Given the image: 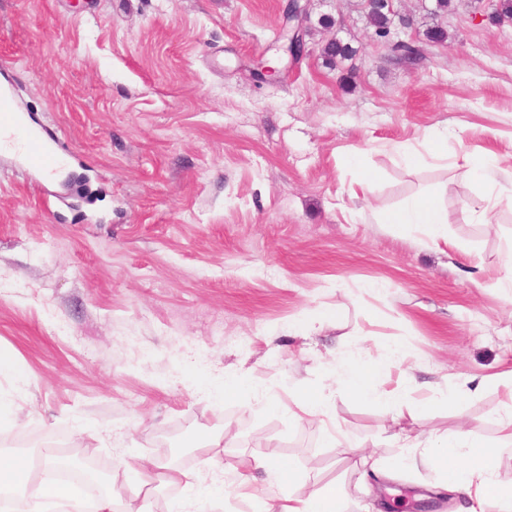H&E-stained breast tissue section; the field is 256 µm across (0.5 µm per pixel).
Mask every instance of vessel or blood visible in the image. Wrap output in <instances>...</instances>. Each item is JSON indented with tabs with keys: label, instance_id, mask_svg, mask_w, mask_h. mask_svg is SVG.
<instances>
[{
	"label": "vessel or blood",
	"instance_id": "1",
	"mask_svg": "<svg viewBox=\"0 0 512 512\" xmlns=\"http://www.w3.org/2000/svg\"><path fill=\"white\" fill-rule=\"evenodd\" d=\"M9 143L18 153L25 170L49 175L63 167L69 156L64 145L45 136L42 127L32 125L18 109L11 84H0V143Z\"/></svg>",
	"mask_w": 512,
	"mask_h": 512
}]
</instances>
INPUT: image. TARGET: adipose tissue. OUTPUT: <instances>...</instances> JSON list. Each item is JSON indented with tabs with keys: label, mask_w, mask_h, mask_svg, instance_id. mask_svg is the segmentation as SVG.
<instances>
[{
	"label": "adipose tissue",
	"mask_w": 512,
	"mask_h": 512,
	"mask_svg": "<svg viewBox=\"0 0 512 512\" xmlns=\"http://www.w3.org/2000/svg\"><path fill=\"white\" fill-rule=\"evenodd\" d=\"M376 223L400 229L406 225L419 226L434 248L447 244L445 226L448 212L439 198L431 193H420L407 199L396 209L378 208L374 211ZM407 352L394 344L378 359L357 363L345 358L336 360V381L358 400L377 406L391 426L397 427L403 453L392 460H381L361 455L362 467L381 476L410 467L415 460H422L439 476L440 485L459 492L470 501L466 512H485L489 502H496L501 512H512V489L504 488L497 480L499 456L504 448L512 446V410L501 422V443L487 445L466 430L428 440L420 434L404 429L405 418L423 414V402H408L398 390L385 387L384 371L390 361H403ZM264 470L267 483L281 488V495L272 502L259 500V512H346L344 488L329 482L320 486L301 478L288 463L261 464L260 461L242 463L237 473L242 488L256 482V470Z\"/></svg>",
	"instance_id": "adipose-tissue-1"
}]
</instances>
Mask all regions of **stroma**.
I'll return each mask as SVG.
<instances>
[{
  "label": "stroma",
  "instance_id": "obj_1",
  "mask_svg": "<svg viewBox=\"0 0 512 512\" xmlns=\"http://www.w3.org/2000/svg\"><path fill=\"white\" fill-rule=\"evenodd\" d=\"M285 0H0V81L22 111L67 144L69 166L35 181L0 152V457L45 445L103 464L124 503L175 512H254L235 488L240 461H286L310 483L341 482L349 512H462L430 494L425 466L363 482L350 447L400 449L384 415L337 389L335 355L367 360L390 341L409 357L386 386L419 399L461 395L410 420L422 433L500 442L512 383V175L491 223L485 185L456 160L512 166V22L487 9L444 17L402 0L418 57L389 60L360 0H312L308 52L290 64L276 38ZM355 56L331 68L323 46ZM276 62L269 79L258 62ZM448 131V166L405 168ZM376 174L370 197L358 195ZM448 205V248L411 226L374 223L370 204L421 191ZM329 308L332 322L294 333ZM248 371L270 399L328 395L344 436L262 403H225L208 379ZM209 435L213 447L191 445ZM180 448L193 488L136 489L119 456ZM459 0H435L433 8L428 10V15L433 22L426 29V37L431 42H444L448 38V33L440 23V19L458 8Z\"/></svg>",
  "mask_w": 512,
  "mask_h": 512
}]
</instances>
